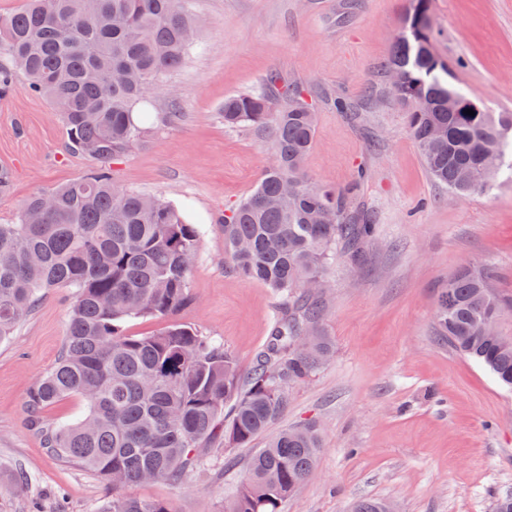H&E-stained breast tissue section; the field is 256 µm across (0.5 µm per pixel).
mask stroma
Instances as JSON below:
<instances>
[{
  "instance_id": "1",
  "label": "stroma",
  "mask_w": 512,
  "mask_h": 512,
  "mask_svg": "<svg viewBox=\"0 0 512 512\" xmlns=\"http://www.w3.org/2000/svg\"><path fill=\"white\" fill-rule=\"evenodd\" d=\"M410 0H191L203 21L184 65L154 96L156 122L112 165L116 186L155 195L200 227L191 304L177 321L221 342L248 371L268 340L277 301L224 264L225 210L247 197L271 160L268 136L227 128L226 96L261 90L269 74L303 89L318 114L305 171L323 186L354 188L379 235L363 266H330L324 329L336 353L288 390L276 422L316 423L314 475L281 512H350L362 498L397 512H494L512 497V391L435 339L438 292L463 265L512 297V173L487 191L455 195L429 175L405 108L381 66ZM435 51L455 83L492 112H512V0H431ZM350 103V111L338 102ZM60 110L22 78L0 95V224L27 199L84 176L95 162L71 152ZM72 291L46 289L0 341V512H100L112 494L85 468L55 459L30 425L27 395L55 365ZM266 444L220 453L178 483L126 488L172 512H224L250 458ZM24 472V490L14 487Z\"/></svg>"
}]
</instances>
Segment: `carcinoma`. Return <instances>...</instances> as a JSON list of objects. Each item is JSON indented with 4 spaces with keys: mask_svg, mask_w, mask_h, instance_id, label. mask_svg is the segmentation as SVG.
Wrapping results in <instances>:
<instances>
[{
    "mask_svg": "<svg viewBox=\"0 0 512 512\" xmlns=\"http://www.w3.org/2000/svg\"><path fill=\"white\" fill-rule=\"evenodd\" d=\"M189 0H29L0 17V93L22 75L28 89L61 111L69 147L98 163L48 195L32 196L18 222L0 224V340L46 288H71L65 346L26 401L37 419L56 402L81 396L84 417L41 423L47 452L112 482L100 512H171L158 500L122 489L179 481L199 466L195 449L218 439L246 448L284 410L288 388L313 377L333 356L321 328L323 297L307 285L325 280L342 254L353 264L378 235L367 212L352 210L353 189L312 183L304 170L316 112L303 90L266 79L252 94L224 98L228 128L269 135L272 160L255 190L224 215V263L278 295L266 346L246 374L224 345L172 322L151 336H129V318H171L192 302L190 273L200 231L181 210L114 186L109 164L146 134L147 104L163 78L184 64L201 24ZM430 0H410L384 70L431 177L460 195L492 186L512 157V113L467 115L473 100L453 81L431 43ZM456 104L448 111V100ZM508 303L472 266L454 273L438 295L436 339L512 388V336L489 335ZM318 428H285L248 464L226 512H280L314 471Z\"/></svg>",
    "mask_w": 512,
    "mask_h": 512,
    "instance_id": "cac0c4a2",
    "label": "carcinoma"
}]
</instances>
